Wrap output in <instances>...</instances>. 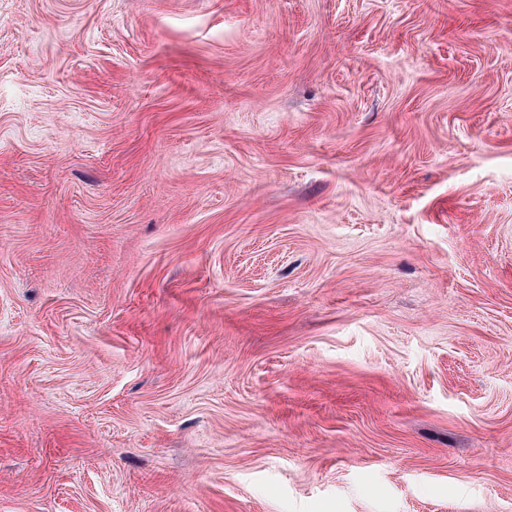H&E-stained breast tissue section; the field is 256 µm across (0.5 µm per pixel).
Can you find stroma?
<instances>
[{
  "label": "stroma",
  "mask_w": 512,
  "mask_h": 512,
  "mask_svg": "<svg viewBox=\"0 0 512 512\" xmlns=\"http://www.w3.org/2000/svg\"><path fill=\"white\" fill-rule=\"evenodd\" d=\"M0 512H512V0H0Z\"/></svg>",
  "instance_id": "1"
}]
</instances>
